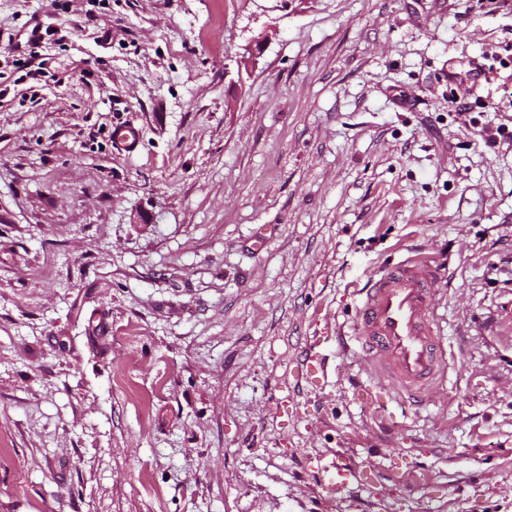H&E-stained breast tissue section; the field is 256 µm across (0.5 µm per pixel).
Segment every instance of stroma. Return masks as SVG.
<instances>
[{"label":"stroma","mask_w":512,"mask_h":512,"mask_svg":"<svg viewBox=\"0 0 512 512\" xmlns=\"http://www.w3.org/2000/svg\"><path fill=\"white\" fill-rule=\"evenodd\" d=\"M508 54L512 0H0V512H512ZM410 255L450 367L374 404Z\"/></svg>","instance_id":"35a3bbf8"}]
</instances>
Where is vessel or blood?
<instances>
[{
    "mask_svg": "<svg viewBox=\"0 0 512 512\" xmlns=\"http://www.w3.org/2000/svg\"><path fill=\"white\" fill-rule=\"evenodd\" d=\"M434 267L408 258L362 289L359 339L380 390L407 398L428 391L447 360L434 328Z\"/></svg>",
    "mask_w": 512,
    "mask_h": 512,
    "instance_id": "b4317fda",
    "label": "vessel or blood"
}]
</instances>
